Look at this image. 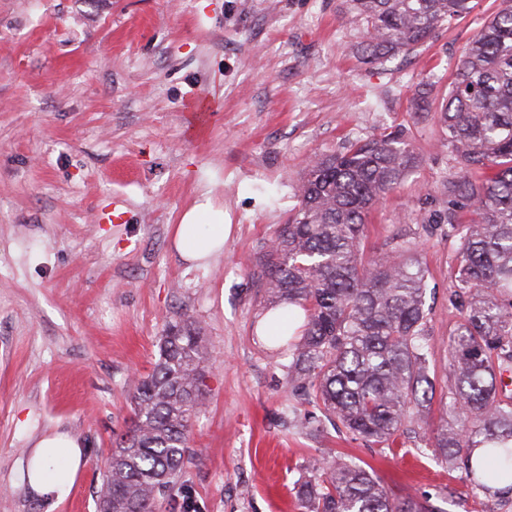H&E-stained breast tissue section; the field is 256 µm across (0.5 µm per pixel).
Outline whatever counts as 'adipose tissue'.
Masks as SVG:
<instances>
[{
    "instance_id": "ef3b65f1",
    "label": "adipose tissue",
    "mask_w": 512,
    "mask_h": 512,
    "mask_svg": "<svg viewBox=\"0 0 512 512\" xmlns=\"http://www.w3.org/2000/svg\"><path fill=\"white\" fill-rule=\"evenodd\" d=\"M200 212L201 209L197 206L186 212L173 237L174 250L191 266L207 263L224 250L223 213H213V225L203 232L198 226ZM59 448L66 451L67 465L63 475L55 476L50 469L56 461L55 451ZM32 456L36 465L26 472L32 493L47 501L64 500L84 465L80 442L67 432L49 431L37 438L32 448Z\"/></svg>"
}]
</instances>
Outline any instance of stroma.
Listing matches in <instances>:
<instances>
[{
	"instance_id": "1",
	"label": "stroma",
	"mask_w": 512,
	"mask_h": 512,
	"mask_svg": "<svg viewBox=\"0 0 512 512\" xmlns=\"http://www.w3.org/2000/svg\"><path fill=\"white\" fill-rule=\"evenodd\" d=\"M383 65L342 0H0V512H96L126 426L130 382L151 372L166 322L188 314L212 359L208 400L160 512H298L313 457L363 461L392 495L442 512H512L438 463L429 424L448 414L455 161L438 106L499 0ZM432 81L427 109L418 83ZM209 103L190 130L188 104ZM399 132L419 164L367 219L363 256L409 250L428 271L429 424L390 448L323 417L288 385L290 356L253 338V270L297 203L310 158ZM223 211L224 251L187 268L172 238L200 203ZM76 437L84 468L56 505L20 477L35 438Z\"/></svg>"
}]
</instances>
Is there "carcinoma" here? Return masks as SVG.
Masks as SVG:
<instances>
[{"label": "carcinoma", "mask_w": 512, "mask_h": 512, "mask_svg": "<svg viewBox=\"0 0 512 512\" xmlns=\"http://www.w3.org/2000/svg\"><path fill=\"white\" fill-rule=\"evenodd\" d=\"M472 2L343 0L344 17L364 30L356 54L371 65L415 52ZM440 112L460 164L448 178L447 221L457 236L450 302L465 315L448 333L450 413L430 440L440 462L494 496L492 483L512 480V0H501L459 60ZM417 163L389 134L315 156L291 219L256 263L265 306L255 339L292 355L294 394L378 445L425 418L436 394L426 270L400 253L366 261L361 252L367 214ZM210 360L191 317L165 324L152 373L132 382L131 423L113 438L96 501L156 512L188 454ZM312 466L323 479L300 484L299 512H434L425 496H392L360 463L318 457Z\"/></svg>", "instance_id": "1"}]
</instances>
